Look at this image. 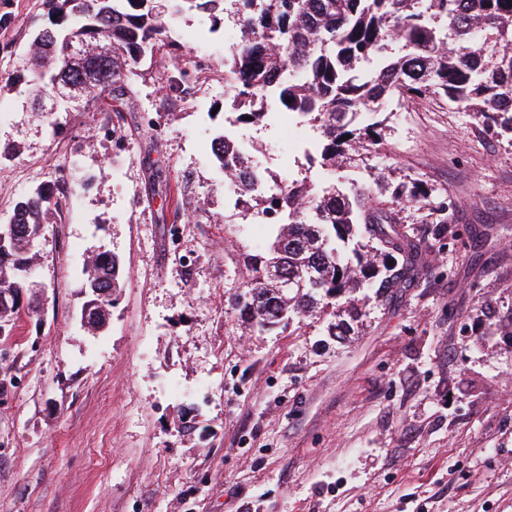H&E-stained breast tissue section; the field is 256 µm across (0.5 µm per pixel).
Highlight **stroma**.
<instances>
[{"instance_id":"1","label":"stroma","mask_w":512,"mask_h":512,"mask_svg":"<svg viewBox=\"0 0 512 512\" xmlns=\"http://www.w3.org/2000/svg\"><path fill=\"white\" fill-rule=\"evenodd\" d=\"M235 18L224 0L216 27L186 12L170 35L220 70ZM43 23L42 0H0V224L39 185L59 202L20 299L35 313L0 336V512H512V133L442 96L395 98L340 169L283 164L281 124L238 122L223 84L180 83L164 52L135 67L133 106L61 108L52 127L22 62ZM224 131L268 183L384 201L426 184L394 207L428 244L417 277L343 339L315 317L245 330L234 299L270 227L224 184ZM444 200L453 242L431 236ZM103 251L124 283L94 332L84 264Z\"/></svg>"}]
</instances>
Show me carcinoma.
<instances>
[{
    "label": "carcinoma",
    "mask_w": 512,
    "mask_h": 512,
    "mask_svg": "<svg viewBox=\"0 0 512 512\" xmlns=\"http://www.w3.org/2000/svg\"><path fill=\"white\" fill-rule=\"evenodd\" d=\"M208 13L224 0H169L159 13L154 0H43L45 34L27 48L36 96L80 87L85 104L109 99L119 105L133 93L128 74L143 53L164 48L184 75L205 72L191 50L169 36L179 2ZM240 39L224 60V88L238 106L239 120L258 122L267 97L278 96L280 113L303 117L327 140L322 159L336 161L380 136L376 121L394 97L444 96L448 103L483 114L488 128L512 131V0H244ZM81 35L86 49L65 62L67 36ZM212 153L237 192L274 214L268 253L255 275L240 284L255 293L253 304L237 306L245 328L268 332L308 313L335 318L328 331H351L344 316L356 311L357 294L375 289L383 297L411 277L420 244L400 229L393 212L355 188L334 184L312 188L293 181L266 197L256 193L259 177L228 136L212 141ZM425 188L394 187L398 203L418 202ZM59 203L39 186L19 200L10 223L0 229V333L19 313L28 288L24 272L34 246ZM274 258L295 288L288 292L263 274ZM124 276L121 259L99 253L86 273L85 288L103 293L94 323L103 327L112 292Z\"/></svg>",
    "instance_id": "obj_1"
}]
</instances>
